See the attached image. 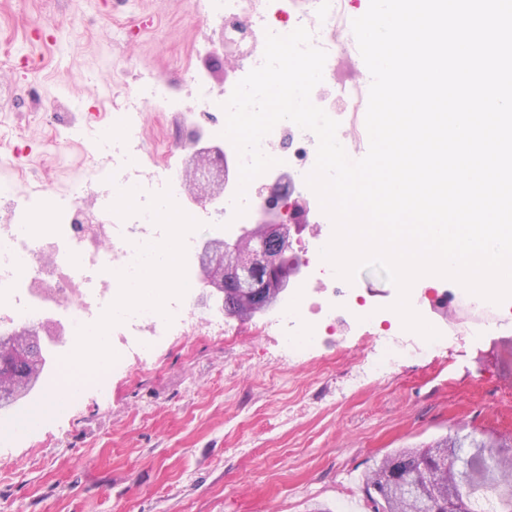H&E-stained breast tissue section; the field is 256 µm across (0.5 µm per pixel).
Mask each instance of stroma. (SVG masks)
<instances>
[{"label": "stroma", "mask_w": 512, "mask_h": 512, "mask_svg": "<svg viewBox=\"0 0 512 512\" xmlns=\"http://www.w3.org/2000/svg\"><path fill=\"white\" fill-rule=\"evenodd\" d=\"M49 18L52 37L32 36ZM198 21L187 0H0V179L24 191H70L112 114L117 75L166 81L183 68ZM89 114L88 137L60 143L56 100ZM387 319L398 290L380 272L351 285ZM441 279L411 290L441 334L353 376L373 342L337 297L332 335L285 359L275 317H225L224 332L172 336L143 368L117 369L83 396L48 404L20 431L0 428V512H369L367 474L386 454L446 437L512 436V299L482 336L454 329L469 313L442 305Z\"/></svg>", "instance_id": "stroma-1"}]
</instances>
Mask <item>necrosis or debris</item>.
<instances>
[{"label": "necrosis or debris", "instance_id": "4bbe7bcc", "mask_svg": "<svg viewBox=\"0 0 512 512\" xmlns=\"http://www.w3.org/2000/svg\"><path fill=\"white\" fill-rule=\"evenodd\" d=\"M202 28L224 29V47L235 63L215 89L207 72L196 66L158 82L136 77L134 89L116 82L108 98L121 134L112 150L93 156L80 191L101 186H128L133 197L124 209L105 214L82 210L73 196L56 197L52 205L0 182V203L10 223L0 225V323L33 324L51 309L65 312V322L81 343L77 357L104 353V367L147 364L160 337H188L200 326L223 333L224 320L198 318L193 309L196 284L185 281L164 296L140 293L146 271L168 267L167 246L179 252L195 241L199 224L232 223L233 209L223 214L184 204L185 187L176 151H190L193 139L219 138L225 126L222 105L235 85L263 62L266 32L284 35L302 26L313 45L327 53L323 80L311 93L321 108L339 102L345 113L364 109V81L345 34L350 27L346 0H192ZM180 116L184 134L147 136L144 121L154 108ZM262 151L280 161V172L304 180L316 160L317 138L290 121L278 123L261 142ZM28 222L20 231L19 222ZM336 323V298L320 304L298 302L279 319V335L290 358L314 349Z\"/></svg>", "mask_w": 512, "mask_h": 512}]
</instances>
